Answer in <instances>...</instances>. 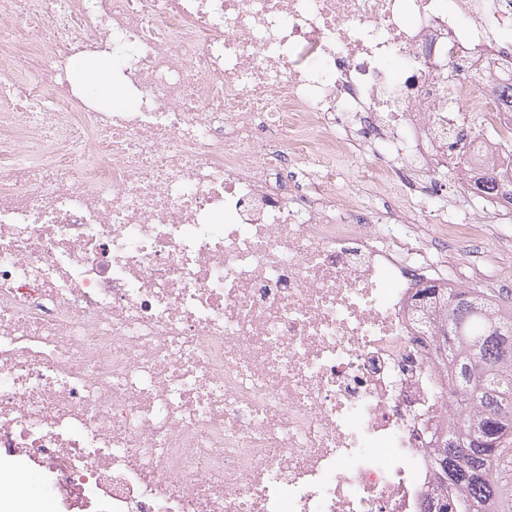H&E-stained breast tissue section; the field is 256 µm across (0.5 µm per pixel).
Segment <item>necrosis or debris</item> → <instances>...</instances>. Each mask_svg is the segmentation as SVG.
Returning <instances> with one entry per match:
<instances>
[{
    "label": "necrosis or debris",
    "mask_w": 512,
    "mask_h": 512,
    "mask_svg": "<svg viewBox=\"0 0 512 512\" xmlns=\"http://www.w3.org/2000/svg\"><path fill=\"white\" fill-rule=\"evenodd\" d=\"M509 28L512 0H0V457L64 512H430L451 406L410 298L512 254L495 194L432 204L457 154L512 171V85L481 92ZM78 54L120 56L121 108ZM367 157L363 153L353 154L347 165V173L350 178L351 189L362 195L364 202L372 208H380L384 204L385 196L373 192L368 186L359 181V171L364 167ZM437 177L447 185L446 193L440 197L437 207L447 210L448 217H466L473 224H478L485 203L466 186L459 169L448 167L440 171Z\"/></svg>",
    "instance_id": "4bbe7bcc"
}]
</instances>
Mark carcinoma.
<instances>
[{"instance_id":"cac0c4a2","label":"carcinoma","mask_w":512,"mask_h":512,"mask_svg":"<svg viewBox=\"0 0 512 512\" xmlns=\"http://www.w3.org/2000/svg\"><path fill=\"white\" fill-rule=\"evenodd\" d=\"M482 194L496 191L512 204V176L492 166L465 167ZM440 363L451 380L453 414L431 449L440 485L437 512H509L512 493L495 468L512 452V313L493 295L450 288L433 324Z\"/></svg>"}]
</instances>
